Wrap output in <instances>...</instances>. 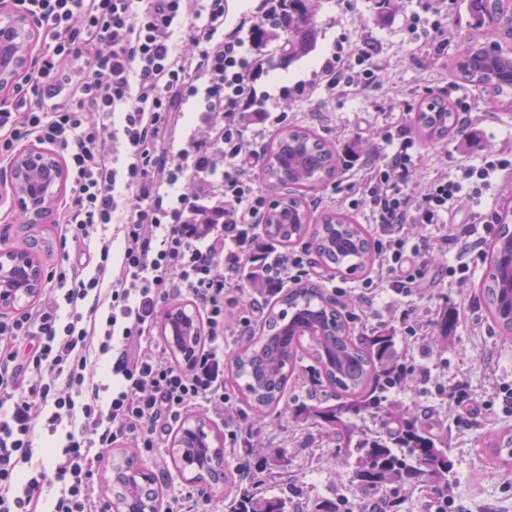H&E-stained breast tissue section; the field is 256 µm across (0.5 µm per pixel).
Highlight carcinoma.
Listing matches in <instances>:
<instances>
[{"label":"carcinoma","mask_w":512,"mask_h":512,"mask_svg":"<svg viewBox=\"0 0 512 512\" xmlns=\"http://www.w3.org/2000/svg\"><path fill=\"white\" fill-rule=\"evenodd\" d=\"M284 4L280 29L287 37L280 46V61L291 63L314 50L318 37V0H280ZM476 28L495 33L512 32V0H469ZM455 77L475 86L490 88L496 96L512 98V60L490 49L489 42L473 35L462 39L452 66ZM415 129L427 141L437 143L459 128V116L438 98L420 106L412 117ZM262 180L272 190L286 191L263 215L258 239L284 248L310 238L323 265L351 274L361 272L373 259L368 231L347 213L334 211L312 223L305 196L337 171L339 157L315 130L304 126L283 129L263 148ZM491 274L483 285L489 316L502 333L512 334V234L501 231L495 244ZM279 310L267 316L260 335L243 341L231 354L227 382L253 412L256 424L277 412L296 422L320 429L339 450L341 461L351 471L352 483L364 494L390 492V512H401L399 491L420 483L429 491L448 494L453 462L448 443L438 433V423L414 406L386 403L390 387L408 385L413 373L396 350V330L380 325L352 336L350 320L342 306L307 282L284 292ZM161 335L173 357L195 359L202 339L200 322L185 305L167 308ZM308 339L302 346L301 339ZM314 362L315 372L336 389V403L311 395L296 406L288 396V382L304 356ZM379 417L389 426L386 435L368 433L359 422ZM181 429L173 447L214 448L224 452L223 438L205 431L207 423ZM249 454L261 455L258 466L244 460L239 479L243 487L225 504L227 512H287L292 501L268 495L266 485L275 478L270 468L286 457V450L269 454L259 444H245ZM503 466L512 464V434L505 432L490 442ZM126 452L112 466V495L134 501L132 512H158L159 491L155 481L131 479L125 473ZM303 512H354L357 505L310 500L300 504Z\"/></svg>","instance_id":"1"}]
</instances>
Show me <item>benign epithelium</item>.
<instances>
[{
  "label": "benign epithelium",
  "mask_w": 512,
  "mask_h": 512,
  "mask_svg": "<svg viewBox=\"0 0 512 512\" xmlns=\"http://www.w3.org/2000/svg\"><path fill=\"white\" fill-rule=\"evenodd\" d=\"M35 42L36 29L28 19L8 11L0 15V91L27 71ZM64 179V170L49 153L35 148H23L17 153L9 187L28 223L39 224L45 219ZM41 285V267L32 252L8 251L0 258V309L37 293Z\"/></svg>",
  "instance_id": "1"
}]
</instances>
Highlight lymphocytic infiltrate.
<instances>
[{
    "mask_svg": "<svg viewBox=\"0 0 512 512\" xmlns=\"http://www.w3.org/2000/svg\"><path fill=\"white\" fill-rule=\"evenodd\" d=\"M33 21L42 48L0 100V163L36 143L63 161L70 184L57 205L67 255L30 310L0 318V512H105L95 474L118 443L157 455L189 412L223 416L224 303L251 263V233L266 205L255 188L258 140L246 114L270 94L255 35L278 0H255L228 23L226 0H11ZM328 88L376 81L370 52L336 44L318 71ZM372 169L351 208L368 207L382 233L364 298L421 296L434 278L432 247L469 234L450 204L475 203L507 161L488 149L427 193L406 191L418 165L408 126ZM122 233L120 259L112 235ZM260 270L275 287L316 265L292 249ZM193 300L206 337L193 364L157 342L156 310L171 294ZM109 382L101 384L99 373ZM48 442L37 453L35 437Z\"/></svg>",
    "mask_w": 512,
    "mask_h": 512,
    "instance_id": "lymphocytic-infiltrate-1",
    "label": "lymphocytic infiltrate"
}]
</instances>
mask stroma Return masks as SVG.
<instances>
[{
	"mask_svg": "<svg viewBox=\"0 0 512 512\" xmlns=\"http://www.w3.org/2000/svg\"><path fill=\"white\" fill-rule=\"evenodd\" d=\"M448 15V43L443 47L410 41L404 31L407 18L421 7L420 0H391L378 8L375 0H319V37L315 49L292 64L279 61L277 42L261 51L270 71L259 80L260 89L277 94L280 86L305 81L310 85L307 99L289 105L288 125L308 126L335 143L340 153L355 150L359 159L353 171H339L332 183L318 195L321 208L333 209L336 188L360 182L365 171L383 164L390 148L383 134L409 122L408 112L422 99L435 96L458 104L467 101L471 112L462 132L448 140L429 145L416 141L422 157L414 182L425 187L436 173L456 176L459 168L478 163L487 147L512 157V107L490 108L491 93L453 79L450 65L457 55L460 38L473 32V18L466 0H437ZM372 50L380 67L377 83L364 91L340 96L315 82L313 71L338 39ZM16 200L0 205V250L26 248L38 242L42 270L58 262L61 226L57 215L47 223L23 225ZM429 267L439 282L418 306L427 319L443 311L455 312L457 321L448 332V346L438 349L428 337L410 341L398 338L396 348L406 363L429 372V379L445 385L464 381L474 400L466 406L470 429L457 425L456 413L434 392L421 393L414 387L389 392L388 401L415 403L438 420L448 438L454 479L451 500L463 512H512V467L494 462L488 448L498 434L512 431V413L502 411L493 394L500 384L512 385V340L503 339L491 326L479 291L489 262L469 259L466 284L448 276V260L431 251ZM256 441L265 448H284L288 457L278 471L288 484L290 500H335L337 494L359 500L362 492L350 481V472L334 454L317 428L299 426L286 417H269L258 425ZM135 460L151 472L160 495L170 498L174 490L191 487V474L179 470L170 451L153 457L135 453Z\"/></svg>",
	"mask_w": 512,
	"mask_h": 512,
	"instance_id": "35a3bbf8",
	"label": "stroma"
}]
</instances>
